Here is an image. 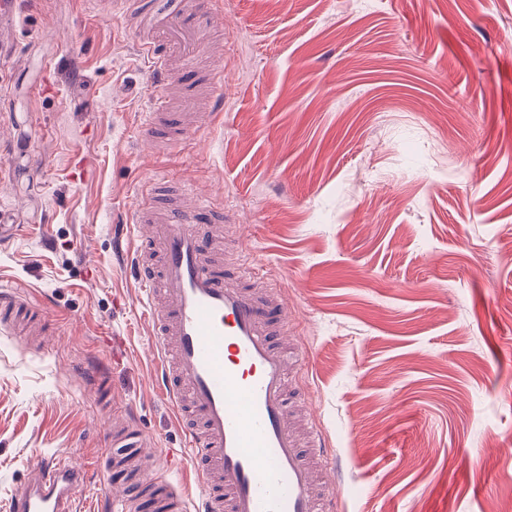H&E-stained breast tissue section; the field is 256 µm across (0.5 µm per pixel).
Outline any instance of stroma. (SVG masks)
<instances>
[{
    "label": "stroma",
    "mask_w": 512,
    "mask_h": 512,
    "mask_svg": "<svg viewBox=\"0 0 512 512\" xmlns=\"http://www.w3.org/2000/svg\"><path fill=\"white\" fill-rule=\"evenodd\" d=\"M224 122L152 149L158 91L107 0H17L0 58V285L45 324L0 331V512L40 457L86 465L129 415L193 482L131 260L156 177L234 215L288 298L337 512H491L512 493V0H223Z\"/></svg>",
    "instance_id": "35a3bbf8"
}]
</instances>
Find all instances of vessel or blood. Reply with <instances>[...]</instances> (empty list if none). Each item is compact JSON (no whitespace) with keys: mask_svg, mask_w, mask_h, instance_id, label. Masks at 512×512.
I'll use <instances>...</instances> for the list:
<instances>
[{"mask_svg":"<svg viewBox=\"0 0 512 512\" xmlns=\"http://www.w3.org/2000/svg\"><path fill=\"white\" fill-rule=\"evenodd\" d=\"M221 0H171L142 17L136 45L162 92L138 128L159 147L221 122L224 72L208 77L209 96L195 113L200 81L195 61ZM224 213L184 187L162 203L132 211L129 243L135 283L150 311L160 364V394L168 401L193 461L197 496L164 481L134 491L111 460L102 472L114 512H334L328 450L319 430L299 438L287 402L288 307L279 289H257L239 267L218 260L236 240L212 233ZM83 468L63 459L38 461L21 483L10 512H69Z\"/></svg>","mask_w":512,"mask_h":512,"instance_id":"obj_1","label":"vessel or blood"}]
</instances>
